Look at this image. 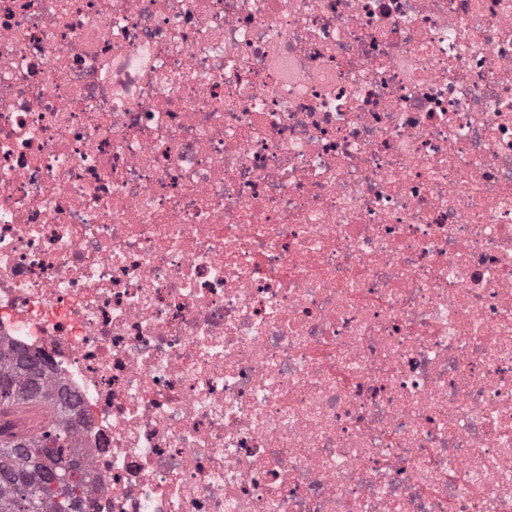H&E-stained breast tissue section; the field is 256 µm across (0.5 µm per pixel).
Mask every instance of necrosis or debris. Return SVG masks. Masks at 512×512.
Wrapping results in <instances>:
<instances>
[{"label": "necrosis or debris", "instance_id": "necrosis-or-debris-1", "mask_svg": "<svg viewBox=\"0 0 512 512\" xmlns=\"http://www.w3.org/2000/svg\"><path fill=\"white\" fill-rule=\"evenodd\" d=\"M0 341L88 512H512V0H0Z\"/></svg>", "mask_w": 512, "mask_h": 512}]
</instances>
